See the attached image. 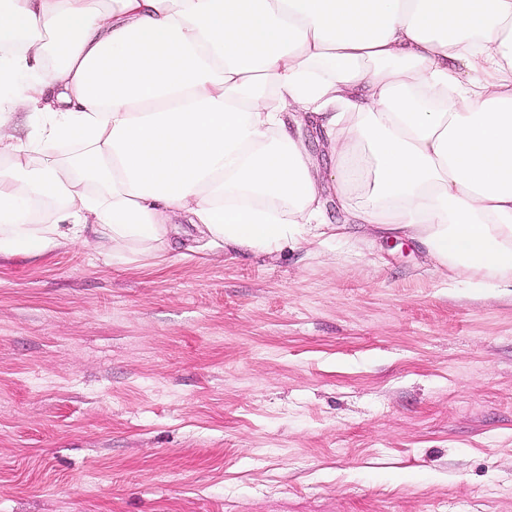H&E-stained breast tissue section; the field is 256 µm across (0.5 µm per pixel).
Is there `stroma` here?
<instances>
[{"mask_svg": "<svg viewBox=\"0 0 512 512\" xmlns=\"http://www.w3.org/2000/svg\"><path fill=\"white\" fill-rule=\"evenodd\" d=\"M0 512H512V288L407 240L0 254Z\"/></svg>", "mask_w": 512, "mask_h": 512, "instance_id": "1", "label": "stroma"}]
</instances>
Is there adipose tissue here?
Returning <instances> with one entry per match:
<instances>
[{"mask_svg":"<svg viewBox=\"0 0 512 512\" xmlns=\"http://www.w3.org/2000/svg\"><path fill=\"white\" fill-rule=\"evenodd\" d=\"M358 233L512 284V0H0V254Z\"/></svg>","mask_w":512,"mask_h":512,"instance_id":"adipose-tissue-1","label":"adipose tissue"}]
</instances>
